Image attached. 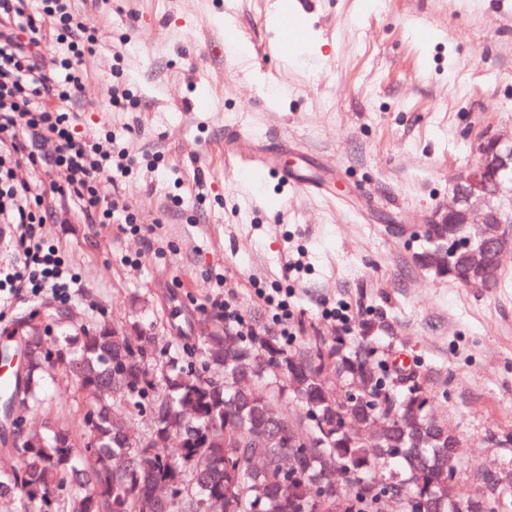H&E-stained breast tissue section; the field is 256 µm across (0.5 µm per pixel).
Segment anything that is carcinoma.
<instances>
[{
	"label": "carcinoma",
	"mask_w": 512,
	"mask_h": 512,
	"mask_svg": "<svg viewBox=\"0 0 512 512\" xmlns=\"http://www.w3.org/2000/svg\"><path fill=\"white\" fill-rule=\"evenodd\" d=\"M416 263L464 285L454 266L433 262L435 229ZM17 348L25 367L15 391L3 401L13 429L12 445L0 450V499L19 512H327L341 499L344 512H381L389 498L394 512H413L412 496L433 500V512H498L497 499L512 480L495 484L477 477L469 492L454 484L458 460L448 457V427L415 407L411 389H397V377L371 360L381 318L362 323V346L350 353L342 340H316L299 352L273 342L246 343L212 322L202 337V364L185 370L176 359L153 378L147 350L105 324L76 325L50 314L31 313L18 322ZM336 373L339 389L322 384ZM62 373L90 395L80 430L68 420L46 417L27 424L43 401L46 380ZM369 390L362 413L377 420L370 441L352 432H324L341 411L342 396ZM291 392L302 412L294 418L270 411V403ZM149 411L156 445L128 441L137 414ZM182 443L166 453L169 440ZM266 462L255 467L257 441ZM396 477L398 491L382 483ZM187 481L201 502L190 511L177 499H160L155 489Z\"/></svg>",
	"instance_id": "carcinoma-1"
}]
</instances>
